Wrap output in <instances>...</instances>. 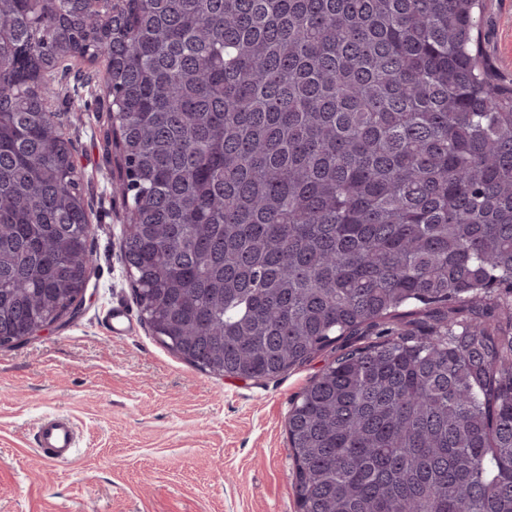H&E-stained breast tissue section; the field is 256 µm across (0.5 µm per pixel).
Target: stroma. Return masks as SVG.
<instances>
[{
    "instance_id": "stroma-1",
    "label": "stroma",
    "mask_w": 512,
    "mask_h": 512,
    "mask_svg": "<svg viewBox=\"0 0 512 512\" xmlns=\"http://www.w3.org/2000/svg\"><path fill=\"white\" fill-rule=\"evenodd\" d=\"M479 55L512 88V0H484ZM60 94L89 202L94 292L74 321L0 349V512H299L287 418L293 400L333 360L334 348L259 380L202 372L141 319L126 276L120 169L108 145L103 64ZM65 414L77 452L42 458L36 425Z\"/></svg>"
}]
</instances>
